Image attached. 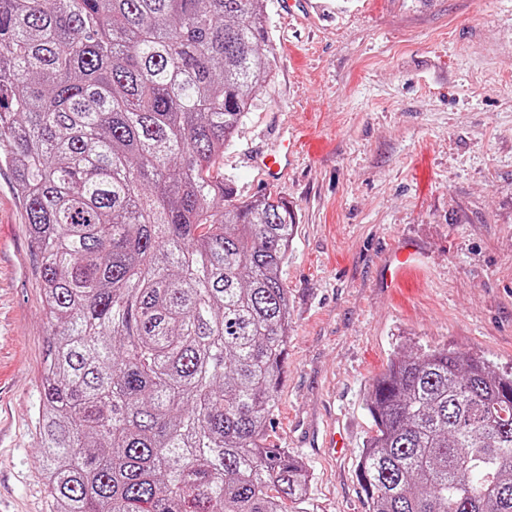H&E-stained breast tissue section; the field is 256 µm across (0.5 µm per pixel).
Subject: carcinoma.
<instances>
[{
    "label": "carcinoma",
    "instance_id": "cac0c4a2",
    "mask_svg": "<svg viewBox=\"0 0 512 512\" xmlns=\"http://www.w3.org/2000/svg\"><path fill=\"white\" fill-rule=\"evenodd\" d=\"M264 0H0V165L52 333L34 412L53 512H304L266 443L295 220L220 160L272 77ZM369 512H512V372L404 352L367 393Z\"/></svg>",
    "mask_w": 512,
    "mask_h": 512
}]
</instances>
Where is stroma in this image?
<instances>
[{
    "label": "stroma",
    "instance_id": "stroma-1",
    "mask_svg": "<svg viewBox=\"0 0 512 512\" xmlns=\"http://www.w3.org/2000/svg\"><path fill=\"white\" fill-rule=\"evenodd\" d=\"M265 0L273 77L224 151L246 200L295 214L291 304L271 444L313 472L308 512H368L356 478L367 391L405 349L448 348L512 371V0ZM288 133L286 182L249 151ZM414 268L393 289L384 264ZM27 217L0 168V512H51L33 424L50 333ZM348 445H323L328 427ZM409 247L408 244L399 247L389 256L385 267L387 286L400 280L413 267L412 259L415 250Z\"/></svg>",
    "mask_w": 512,
    "mask_h": 512
}]
</instances>
